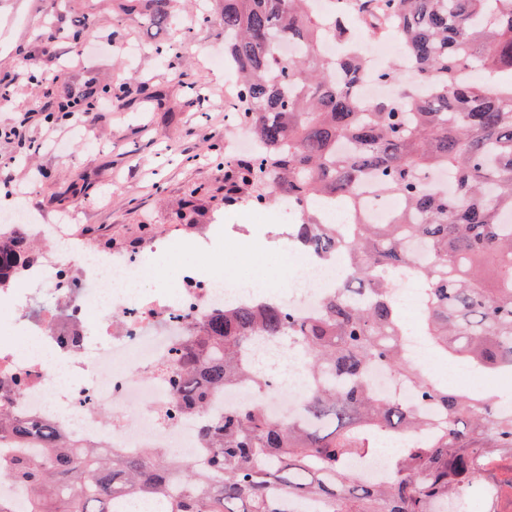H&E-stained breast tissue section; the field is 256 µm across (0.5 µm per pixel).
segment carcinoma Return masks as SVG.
I'll use <instances>...</instances> for the list:
<instances>
[{
	"label": "carcinoma",
	"mask_w": 512,
	"mask_h": 512,
	"mask_svg": "<svg viewBox=\"0 0 512 512\" xmlns=\"http://www.w3.org/2000/svg\"><path fill=\"white\" fill-rule=\"evenodd\" d=\"M313 0H219L224 56L237 84L236 112L257 150L224 168L226 197L256 205L290 196L305 203L293 234L315 259L344 251L356 286L335 289L317 313L275 303L228 305L182 339L170 364L175 411L200 421L207 463L157 452L109 455L50 424L10 417L0 398V480L28 491L26 512H122L133 489L160 512H285L317 500L326 512H455L467 493L512 459V409L483 391L423 376L406 350L396 288L421 290V329L432 350L480 371L512 374V0H344L327 26ZM155 28L173 21L172 0H122ZM399 25L405 60L421 86L400 100L361 101L353 83L367 70L363 33ZM86 14L66 31L80 45ZM344 54L326 57L328 35ZM300 44L292 57L282 52ZM370 185L400 204L392 221L357 216ZM346 209L326 224L317 205ZM30 250L18 226L0 229V270ZM294 336L310 393L286 423L260 404L207 417L214 393L271 382L256 363L262 343ZM382 369L416 388V402L374 393ZM433 406L440 416L423 409ZM401 439L382 481L352 460Z\"/></svg>",
	"instance_id": "carcinoma-1"
}]
</instances>
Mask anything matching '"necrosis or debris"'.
Instances as JSON below:
<instances>
[{
	"label": "necrosis or debris",
	"mask_w": 512,
	"mask_h": 512,
	"mask_svg": "<svg viewBox=\"0 0 512 512\" xmlns=\"http://www.w3.org/2000/svg\"><path fill=\"white\" fill-rule=\"evenodd\" d=\"M68 240L67 254L35 258L12 287L0 289V302L7 305L21 292L48 302L36 315L0 323V376L17 381L8 393L11 414L51 421L84 442L105 439L120 454L179 444L197 459L194 420L158 415L169 400L159 363L192 326L223 306L225 294L251 303L263 299L264 290L233 289L216 269L179 266L173 271L176 296L148 298L139 285L149 256L172 250L173 241H156L147 254L106 252L84 266L82 237L74 232ZM286 250L294 258L285 272L288 290L275 298L295 313H314L328 293L348 280L345 258L316 262L292 240ZM22 336L37 338L51 359L24 353L17 343ZM267 353L273 392L264 407L284 421L301 410L308 387L293 342L270 343Z\"/></svg>",
	"instance_id": "1"
}]
</instances>
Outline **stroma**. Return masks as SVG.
I'll use <instances>...</instances> for the list:
<instances>
[{
	"mask_svg": "<svg viewBox=\"0 0 512 512\" xmlns=\"http://www.w3.org/2000/svg\"><path fill=\"white\" fill-rule=\"evenodd\" d=\"M89 8L96 23L72 47L60 32ZM202 8L213 13L215 0H180L173 33L148 28L112 0H0V88L37 107L101 87L120 98L118 109L90 113L54 133L37 111L24 141L0 140V157L20 158L11 183L0 186V213L19 206L44 224L40 255L54 253L78 230L91 253H134L154 239L181 237L197 242L198 260L220 224L228 262L257 235L267 262L283 256L288 227L273 221L277 203L267 205L264 224L247 204L225 205L224 172L204 157L209 138L224 126L213 106L231 107L233 99L224 74L210 65L224 52V26L214 14L195 23ZM167 42L177 51L157 55ZM19 57L37 63L41 82L23 75ZM197 85L210 101L194 93Z\"/></svg>",
	"mask_w": 512,
	"mask_h": 512,
	"instance_id": "1",
	"label": "stroma"
}]
</instances>
